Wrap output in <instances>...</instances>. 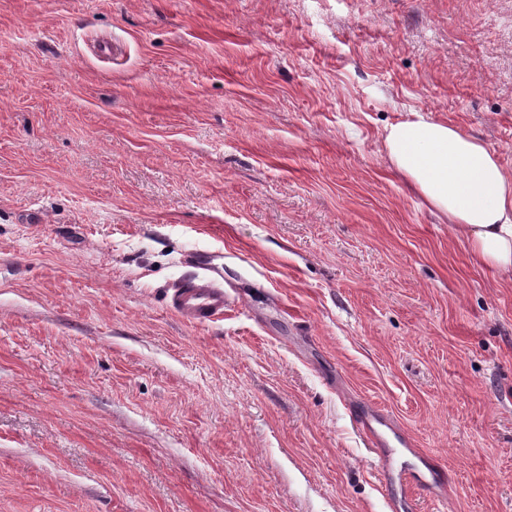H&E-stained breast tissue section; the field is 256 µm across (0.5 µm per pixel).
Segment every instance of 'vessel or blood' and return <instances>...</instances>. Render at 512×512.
<instances>
[{
    "mask_svg": "<svg viewBox=\"0 0 512 512\" xmlns=\"http://www.w3.org/2000/svg\"><path fill=\"white\" fill-rule=\"evenodd\" d=\"M236 298L215 276L210 264H201L200 270L180 282L173 293L172 307L185 320L204 324L222 318L226 309L235 306ZM357 424L377 454L378 475L394 491L390 503L392 512H418L416 489L437 483L438 476L431 470L426 455H419V464L406 467L398 463L397 449L411 450L413 444L401 439L399 448H392L391 435L396 428L379 411L361 413Z\"/></svg>",
    "mask_w": 512,
    "mask_h": 512,
    "instance_id": "obj_1",
    "label": "vessel or blood"
}]
</instances>
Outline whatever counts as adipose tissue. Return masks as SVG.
Wrapping results in <instances>:
<instances>
[{
  "instance_id": "adipose-tissue-1",
  "label": "adipose tissue",
  "mask_w": 512,
  "mask_h": 512,
  "mask_svg": "<svg viewBox=\"0 0 512 512\" xmlns=\"http://www.w3.org/2000/svg\"><path fill=\"white\" fill-rule=\"evenodd\" d=\"M384 152L472 258L512 282V174L496 152L458 126L415 113L386 127Z\"/></svg>"
}]
</instances>
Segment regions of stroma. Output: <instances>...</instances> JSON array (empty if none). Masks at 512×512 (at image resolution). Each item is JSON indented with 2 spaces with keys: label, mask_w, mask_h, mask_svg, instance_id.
<instances>
[{
  "label": "stroma",
  "mask_w": 512,
  "mask_h": 512,
  "mask_svg": "<svg viewBox=\"0 0 512 512\" xmlns=\"http://www.w3.org/2000/svg\"><path fill=\"white\" fill-rule=\"evenodd\" d=\"M414 112L512 172V0H0V512H391L367 405L421 512H512V282L391 168ZM174 288L172 308L185 320L204 324L224 316V311L239 302L214 275L210 263ZM357 424L368 439L369 446L377 454L379 479L393 488V501L390 507L398 512H419L417 494L410 493L412 486L432 487L438 481V475L427 466L428 456L412 448L408 439L396 432L392 422L378 410L363 412L357 417ZM391 433L403 449L418 459L421 467H406L397 462L396 450L391 448Z\"/></svg>",
  "instance_id": "obj_1"
}]
</instances>
